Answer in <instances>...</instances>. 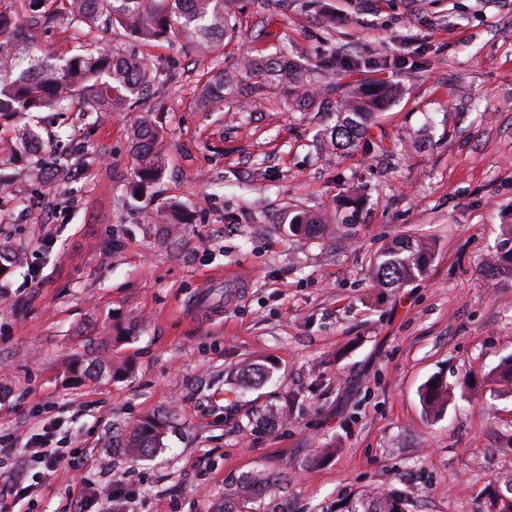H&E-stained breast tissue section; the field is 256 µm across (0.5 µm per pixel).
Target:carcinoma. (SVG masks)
Instances as JSON below:
<instances>
[{
    "instance_id": "carcinoma-1",
    "label": "carcinoma",
    "mask_w": 512,
    "mask_h": 512,
    "mask_svg": "<svg viewBox=\"0 0 512 512\" xmlns=\"http://www.w3.org/2000/svg\"><path fill=\"white\" fill-rule=\"evenodd\" d=\"M70 20L93 31L101 16L132 34L145 44L159 40L181 42L208 55L218 42L235 32L232 20L239 0H66ZM286 80L295 91L294 101L308 107L315 100V72L285 56L246 57L236 73H219L201 87V102L219 109L224 101L249 92L262 91ZM155 81L143 60L113 54L104 49L87 48L69 57L41 55L29 28L16 17L0 11V114L22 116L29 112L64 111L82 105L87 112H118L137 106L144 89ZM396 93L390 87L378 94L371 89L340 90L336 99L338 120L330 131V142L351 148L362 138L370 116L383 109L387 98ZM136 159V174L143 182L159 178L164 172L165 135L149 113L138 116L130 129ZM325 225L309 213L294 216L287 224L288 235L314 238ZM431 258V246L425 240L395 239L386 245L374 264L375 281L382 287L396 288L420 276ZM494 276L512 277V224L503 225L502 240L487 264ZM105 374L117 376L112 365L96 356L85 368L73 370V377ZM270 368L252 362L242 369L245 381L261 380ZM492 383L512 381V356L488 375ZM426 410L436 416L443 413L447 386L438 378L428 381L421 392ZM163 421L142 417L130 422L123 435L127 455L141 459L160 446ZM267 482L248 477L237 489V506L224 512H252L257 485ZM494 512H512V478L507 477L488 491ZM405 500L395 494L358 492L336 501L333 512H407Z\"/></svg>"
}]
</instances>
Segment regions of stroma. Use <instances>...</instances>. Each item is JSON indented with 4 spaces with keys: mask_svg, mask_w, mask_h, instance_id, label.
Returning a JSON list of instances; mask_svg holds the SVG:
<instances>
[{
    "mask_svg": "<svg viewBox=\"0 0 512 512\" xmlns=\"http://www.w3.org/2000/svg\"><path fill=\"white\" fill-rule=\"evenodd\" d=\"M64 0L32 29L55 55L84 45ZM237 33L202 58L99 27L96 46L163 80L147 103L166 132V170L140 184L135 112L0 118V487L16 450L56 422L88 459L60 466L31 512H75L77 491L119 479L129 512H222L261 473L262 512H327L356 492H392L410 512H485L512 473V385L488 373L512 355V278L484 262L512 224V0H241ZM288 49L342 67L321 83L393 84L356 147L328 143L331 103L295 108L288 81L249 104L201 106L199 90L242 57ZM36 128L82 142L53 192L19 145ZM360 199L345 227L346 199ZM176 205L186 223L156 221ZM306 211L322 238L283 225ZM397 237L433 245L426 271L377 287L373 262ZM107 354L126 376L72 382V359ZM260 360L268 379L244 385ZM448 384L441 416L420 392ZM165 419L163 446L132 461L112 447L130 421Z\"/></svg>",
    "mask_w": 512,
    "mask_h": 512,
    "instance_id": "stroma-1",
    "label": "stroma"
}]
</instances>
